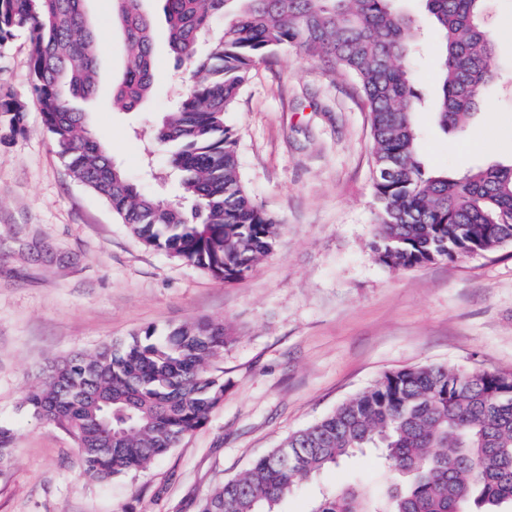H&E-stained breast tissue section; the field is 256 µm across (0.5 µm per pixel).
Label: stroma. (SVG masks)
Instances as JSON below:
<instances>
[{"label": "stroma", "mask_w": 512, "mask_h": 512, "mask_svg": "<svg viewBox=\"0 0 512 512\" xmlns=\"http://www.w3.org/2000/svg\"><path fill=\"white\" fill-rule=\"evenodd\" d=\"M86 9L109 49L96 96L82 109L94 137L143 192L165 149L153 132L185 92L164 24L154 34L156 87L134 112L111 105L125 68L112 0ZM440 43L428 32L411 62L416 88L437 95ZM30 44L0 46V100L23 108L22 129L0 121V425L16 433L0 469V512H197L232 479L386 373L424 363L512 373V244L392 270L370 249L377 203L372 136L356 82L289 49L252 70L226 122L238 135L243 183L277 221L272 252L227 283L146 247L97 194L74 180L32 94ZM466 140L419 115L427 168L463 172L512 163V56L501 55ZM210 318L234 329L224 400L206 422L146 469L111 481L81 473L71 438L24 409L38 374L58 359L129 337ZM373 450L302 483L281 512H309L325 489L379 493Z\"/></svg>", "instance_id": "obj_1"}]
</instances>
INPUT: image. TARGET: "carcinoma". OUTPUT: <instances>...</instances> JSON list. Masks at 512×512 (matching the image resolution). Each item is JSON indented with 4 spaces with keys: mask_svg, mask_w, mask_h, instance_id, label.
I'll return each instance as SVG.
<instances>
[{
    "mask_svg": "<svg viewBox=\"0 0 512 512\" xmlns=\"http://www.w3.org/2000/svg\"><path fill=\"white\" fill-rule=\"evenodd\" d=\"M168 48L188 85L156 128L169 149L177 200L142 192L91 135L73 106L98 90L103 51L85 0H0V45L24 30L33 94L71 175L100 196L146 246L232 281L276 239V218L239 173L237 137L226 124L254 67L293 47L354 78L369 113L378 202L371 249L394 269L455 261L512 243V165L429 171L419 156L421 98L408 60L420 25L396 0H160ZM489 0H425L442 45L435 113L458 137L499 79L501 53ZM127 66L112 106L141 107L156 81L154 14L142 0H113ZM224 27L210 49L201 36ZM11 131L23 107L0 101ZM236 337L200 320L160 336L146 327L93 354L54 361L24 405L74 441L83 474L108 481L147 468L200 428L224 400L215 362ZM15 436L0 426V469ZM367 448L395 476L373 499L329 490L310 512H512V374L422 364L386 374L313 425L286 437L239 476L211 489L199 512H279L299 483Z\"/></svg>",
    "mask_w": 512,
    "mask_h": 512,
    "instance_id": "carcinoma-1",
    "label": "carcinoma"
}]
</instances>
